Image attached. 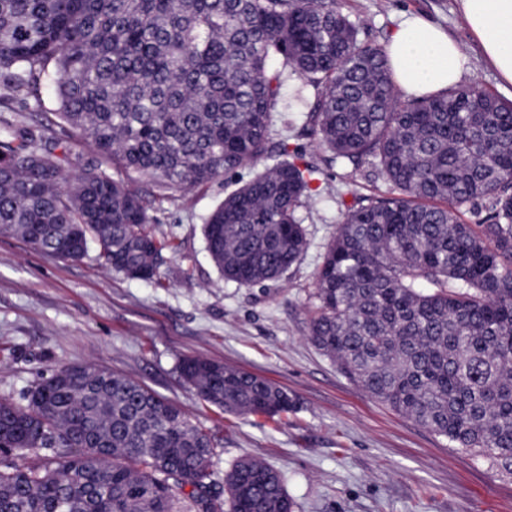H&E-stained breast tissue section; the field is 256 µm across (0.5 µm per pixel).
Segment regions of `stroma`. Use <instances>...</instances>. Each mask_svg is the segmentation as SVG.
Instances as JSON below:
<instances>
[{"label":"stroma","instance_id":"35a3bbf8","mask_svg":"<svg viewBox=\"0 0 512 512\" xmlns=\"http://www.w3.org/2000/svg\"><path fill=\"white\" fill-rule=\"evenodd\" d=\"M358 25V39L386 45L403 19L421 16L464 46L462 85L473 83L512 100L469 34L458 0H338ZM288 77L287 109L275 129L302 161L318 165L326 190L299 208L309 239L299 263L265 287L222 280L204 250L203 224L224 197L248 180L243 168L189 189L159 190L137 176L129 185L149 203L165 238L178 244L158 282L131 280L96 254L80 260L46 257L25 240L0 234V398L22 403L42 373L69 364H98L131 377L180 406L210 431L217 445L215 481L235 460L251 455L280 471L295 512H512V472L447 440L369 396L309 340L315 277L342 220L336 190L358 194L388 186L367 165L329 162L305 130L307 105ZM23 110L0 84V119L44 130L72 145L65 170L82 172L96 156L55 115ZM187 357H204L262 377L285 389L296 405L270 417H237L202 401L180 376Z\"/></svg>","mask_w":512,"mask_h":512}]
</instances>
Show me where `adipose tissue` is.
<instances>
[{
	"instance_id": "ef3b65f1",
	"label": "adipose tissue",
	"mask_w": 512,
	"mask_h": 512,
	"mask_svg": "<svg viewBox=\"0 0 512 512\" xmlns=\"http://www.w3.org/2000/svg\"><path fill=\"white\" fill-rule=\"evenodd\" d=\"M484 58L512 84V0H459ZM393 74L407 94L423 96L459 84L466 60L459 41L421 18L393 31L385 48Z\"/></svg>"
}]
</instances>
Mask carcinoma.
Instances as JSON below:
<instances>
[{"mask_svg": "<svg viewBox=\"0 0 512 512\" xmlns=\"http://www.w3.org/2000/svg\"><path fill=\"white\" fill-rule=\"evenodd\" d=\"M290 75L314 92L306 125L330 160L391 187L345 205L316 273L311 342L398 414L511 469L512 101L476 84L402 99L385 51L359 42L336 0H0V76L19 95L45 87L98 157L69 175L67 146L3 121L0 232L49 257L93 250L151 282L178 246L108 168L184 188L277 152L204 224L225 281H277L308 248L297 211L321 192L318 168L273 142ZM481 199L488 223L462 222ZM179 372L232 415L295 407L209 359ZM214 456L179 406L95 364L54 369L24 405L0 400V512H294L284 476L252 457L216 492Z\"/></svg>", "mask_w": 512, "mask_h": 512, "instance_id": "1", "label": "carcinoma"}]
</instances>
